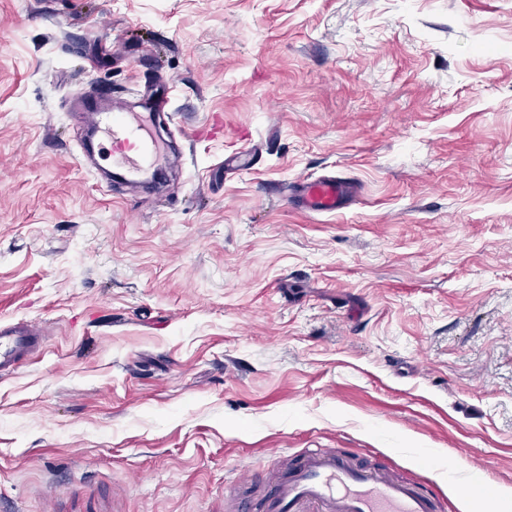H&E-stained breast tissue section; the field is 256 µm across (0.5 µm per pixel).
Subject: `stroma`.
<instances>
[{"label":"stroma","mask_w":512,"mask_h":512,"mask_svg":"<svg viewBox=\"0 0 512 512\" xmlns=\"http://www.w3.org/2000/svg\"><path fill=\"white\" fill-rule=\"evenodd\" d=\"M177 87L186 154L106 188L72 102ZM258 160L225 171V155ZM335 175L347 208L283 186ZM0 507L239 512L333 448L512 488V0H0ZM38 328L26 320L0 323V375L6 376L19 367L24 358L40 348ZM450 468L453 469V477L467 494L480 496L487 491V485L477 474L478 465L473 464L467 457L457 458Z\"/></svg>","instance_id":"obj_1"}]
</instances>
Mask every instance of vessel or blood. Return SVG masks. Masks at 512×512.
Returning a JSON list of instances; mask_svg holds the SVG:
<instances>
[{"label":"vessel or blood","mask_w":512,"mask_h":512,"mask_svg":"<svg viewBox=\"0 0 512 512\" xmlns=\"http://www.w3.org/2000/svg\"><path fill=\"white\" fill-rule=\"evenodd\" d=\"M176 90L168 85L152 95L144 111L95 91L82 97L74 109L110 146L112 168L128 183L144 186L152 170L179 162L171 143L154 131V114L167 109ZM352 194L343 179L324 177L301 186L293 198L304 209L333 213ZM42 338L31 322L0 323V375L16 370L24 358L40 348ZM452 474L467 494L483 495L486 484L468 458H457ZM259 512H437V504L409 482L352 462L330 448H312L289 458L285 468L266 480Z\"/></svg>","instance_id":"1"}]
</instances>
